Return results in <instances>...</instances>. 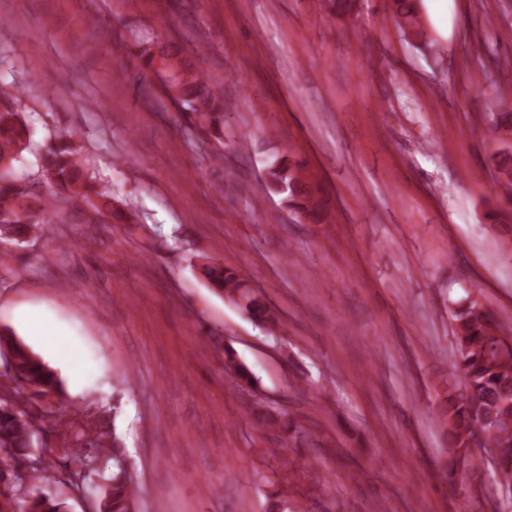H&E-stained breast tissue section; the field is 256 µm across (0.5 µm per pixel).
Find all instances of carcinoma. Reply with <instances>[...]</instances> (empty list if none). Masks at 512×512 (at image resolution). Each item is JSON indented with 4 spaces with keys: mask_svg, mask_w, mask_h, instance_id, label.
I'll return each mask as SVG.
<instances>
[{
    "mask_svg": "<svg viewBox=\"0 0 512 512\" xmlns=\"http://www.w3.org/2000/svg\"><path fill=\"white\" fill-rule=\"evenodd\" d=\"M398 25L404 35L424 46L433 45L419 0H393ZM152 73L159 76L166 90L174 91L183 110L199 123L209 124L215 134L224 126V113L211 91V82L188 65L177 51L167 54L146 45L138 51ZM31 129L23 113L17 108L16 92L0 85V238L21 240L42 232L44 225L53 223L51 201L37 194L31 185L18 179L13 172L14 162L32 149ZM498 180L496 203L485 214L492 224L512 222V149L495 152L491 157ZM40 172L60 194L73 202H88L95 197L109 201L106 191L95 182L90 173L84 148L76 139L50 146L40 156ZM271 189L286 194L290 210L321 221L316 190L297 163L275 161L267 171ZM116 220L131 223V217L122 211L103 212L93 208L81 213L83 224H101ZM211 286L226 295L243 297L254 318L268 321L273 318L266 303L250 297L242 275L231 267L214 265L207 268ZM454 334L460 360L467 377V393L448 397L446 409L448 425V485L456 482L462 464L471 452L474 435L483 436L485 447L504 448L495 475L501 485L512 487V398L503 397L501 389L512 384V339L500 335V326L491 311L474 301L459 305L454 310ZM12 367L0 371V455L10 458L28 456L38 447L37 431L29 407H40L61 392V381L55 371L21 341L8 342ZM225 368L238 382L253 383L250 370L225 352ZM53 420L57 432L69 435L73 444L64 445V457L83 462L84 455L78 441L83 433H72V420L61 417L54 409L42 412ZM117 473L110 483L98 487L99 512H130V501L136 494L131 480L125 476L124 462L112 455ZM57 480L56 471L49 462L21 475L7 474L0 479V494L15 500L18 512H63L64 503L42 493L38 485Z\"/></svg>",
    "mask_w": 512,
    "mask_h": 512,
    "instance_id": "carcinoma-1",
    "label": "carcinoma"
}]
</instances>
